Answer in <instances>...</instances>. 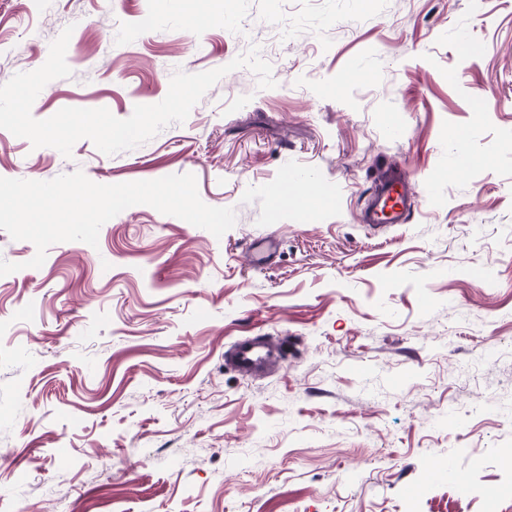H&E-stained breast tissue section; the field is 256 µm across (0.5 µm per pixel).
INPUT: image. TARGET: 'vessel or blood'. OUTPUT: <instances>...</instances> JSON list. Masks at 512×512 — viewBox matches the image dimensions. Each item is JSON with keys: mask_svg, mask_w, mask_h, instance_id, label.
<instances>
[{"mask_svg": "<svg viewBox=\"0 0 512 512\" xmlns=\"http://www.w3.org/2000/svg\"><path fill=\"white\" fill-rule=\"evenodd\" d=\"M414 198V187L406 173L398 168L389 169L376 187L362 220L373 226L406 223ZM278 356V350L259 336L242 338L229 351L234 368L250 376L264 373Z\"/></svg>", "mask_w": 512, "mask_h": 512, "instance_id": "b4317fda", "label": "vessel or blood"}]
</instances>
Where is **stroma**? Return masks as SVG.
Listing matches in <instances>:
<instances>
[{"label": "stroma", "instance_id": "obj_1", "mask_svg": "<svg viewBox=\"0 0 512 512\" xmlns=\"http://www.w3.org/2000/svg\"><path fill=\"white\" fill-rule=\"evenodd\" d=\"M153 24L141 28V15ZM72 28L32 115L131 116L258 46L188 118L114 155L0 129V177L195 175L222 237L135 205L97 246L0 230V512H501L512 442V0H0V84ZM467 132L478 165L451 164ZM406 224L362 211L384 167ZM295 168L335 195L277 206ZM277 239L256 265L250 243ZM288 344L250 377L225 352ZM466 473L432 481L436 462ZM414 187L400 168H391L382 177L365 208L364 224L383 226L405 224L414 206Z\"/></svg>", "mask_w": 512, "mask_h": 512}]
</instances>
